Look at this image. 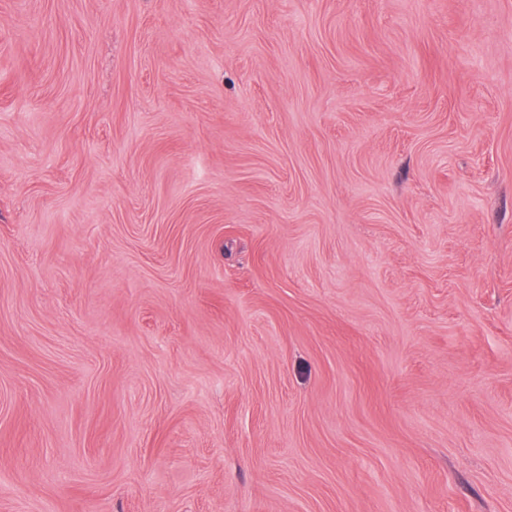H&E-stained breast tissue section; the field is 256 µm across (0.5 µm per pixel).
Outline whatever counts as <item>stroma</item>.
Returning a JSON list of instances; mask_svg holds the SVG:
<instances>
[{
    "label": "stroma",
    "mask_w": 512,
    "mask_h": 512,
    "mask_svg": "<svg viewBox=\"0 0 512 512\" xmlns=\"http://www.w3.org/2000/svg\"><path fill=\"white\" fill-rule=\"evenodd\" d=\"M0 512H512V0H0Z\"/></svg>",
    "instance_id": "35a3bbf8"
}]
</instances>
